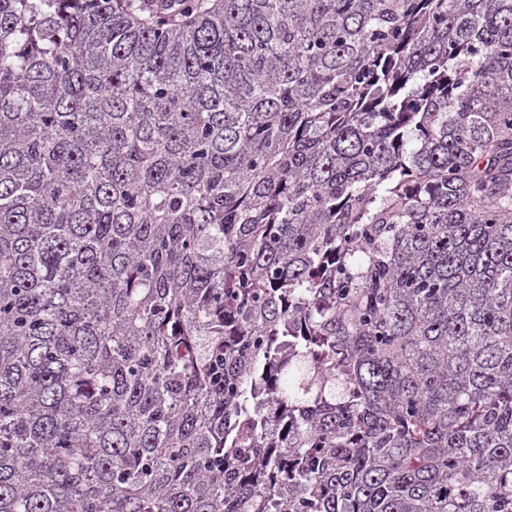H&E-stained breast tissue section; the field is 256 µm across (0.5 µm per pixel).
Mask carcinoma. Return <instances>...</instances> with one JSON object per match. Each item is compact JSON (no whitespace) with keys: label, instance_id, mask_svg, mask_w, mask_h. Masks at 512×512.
<instances>
[{"label":"carcinoma","instance_id":"obj_1","mask_svg":"<svg viewBox=\"0 0 512 512\" xmlns=\"http://www.w3.org/2000/svg\"><path fill=\"white\" fill-rule=\"evenodd\" d=\"M0 0V512H512V0Z\"/></svg>","mask_w":512,"mask_h":512}]
</instances>
